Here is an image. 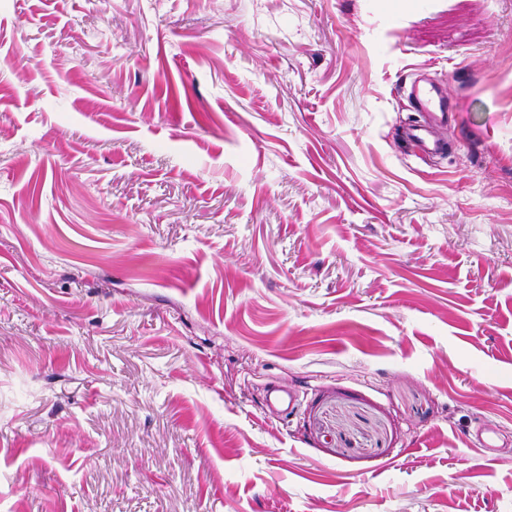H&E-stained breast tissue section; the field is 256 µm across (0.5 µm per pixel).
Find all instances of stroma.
Segmentation results:
<instances>
[{
	"mask_svg": "<svg viewBox=\"0 0 512 512\" xmlns=\"http://www.w3.org/2000/svg\"><path fill=\"white\" fill-rule=\"evenodd\" d=\"M0 512H512V0H0ZM406 92L416 112L425 116L422 122L407 127V141L426 155H442L449 151L450 143L440 133V129L448 125L453 112L447 88L442 84H423L416 77L410 81Z\"/></svg>",
	"mask_w": 512,
	"mask_h": 512,
	"instance_id": "1",
	"label": "stroma"
}]
</instances>
